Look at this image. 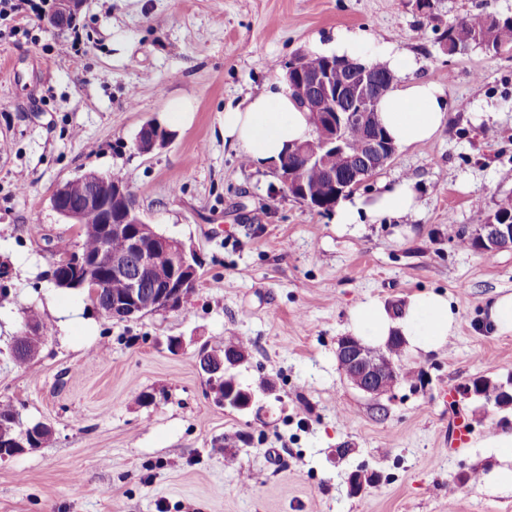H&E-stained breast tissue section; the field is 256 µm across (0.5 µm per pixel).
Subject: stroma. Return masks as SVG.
I'll use <instances>...</instances> for the list:
<instances>
[{
    "label": "stroma",
    "instance_id": "35a3bbf8",
    "mask_svg": "<svg viewBox=\"0 0 512 512\" xmlns=\"http://www.w3.org/2000/svg\"><path fill=\"white\" fill-rule=\"evenodd\" d=\"M478 12L512 16V0H438L430 19L415 0H82L60 30L45 9L0 19V402L53 429L0 460V512H512V494L474 478L512 409L449 407L473 378L512 379V333L488 320L512 293V251L461 244L512 195V49L451 56L439 40ZM342 28L397 43L448 99L440 134L397 149L358 189L412 180L419 213L343 230L224 142L226 108ZM74 36L78 54L58 52ZM174 99L188 117L140 153V127L169 125ZM90 171L126 180L148 220L194 250L184 308L109 320L50 280L55 244L77 237L50 196ZM428 291L457 323L443 349L404 354L421 385L378 398L350 386L336 359L350 310ZM30 309L45 342L19 364L11 347ZM240 339L232 373L255 394L242 411L216 404L198 362ZM457 423L471 438L456 448ZM358 471L377 481L356 495Z\"/></svg>",
    "mask_w": 512,
    "mask_h": 512
}]
</instances>
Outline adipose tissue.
I'll list each match as a JSON object with an SVG mask.
<instances>
[{
    "mask_svg": "<svg viewBox=\"0 0 512 512\" xmlns=\"http://www.w3.org/2000/svg\"><path fill=\"white\" fill-rule=\"evenodd\" d=\"M332 55L385 63L394 74L391 89L377 105L378 118L394 143L409 147L435 137L448 119L443 87L417 77L416 60L397 44L366 31L337 30L328 46ZM310 115L280 86H267L248 97L245 105L224 112V140L259 164L279 163L293 145L311 135ZM420 207L412 181L401 180L372 196L343 197L335 205V220L354 224L359 218L378 223L386 217L415 215ZM456 316L446 296L416 293L399 312L369 298L349 314L353 336L372 347L384 346L391 335L401 336L408 351L431 353L442 348L451 336ZM488 447L494 448L497 466L486 475L495 490L512 493V434L489 433Z\"/></svg>",
    "mask_w": 512,
    "mask_h": 512,
    "instance_id": "ef3b65f1",
    "label": "adipose tissue"
}]
</instances>
